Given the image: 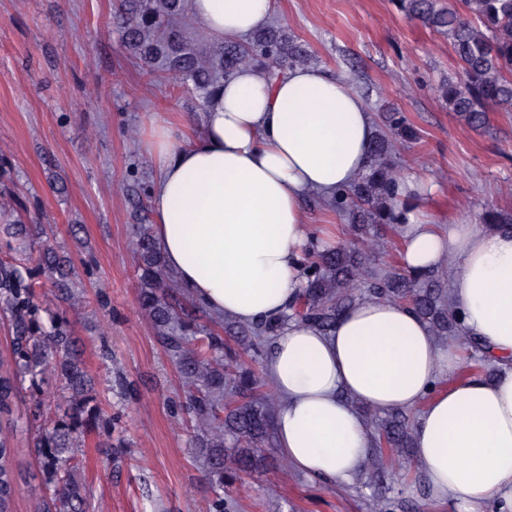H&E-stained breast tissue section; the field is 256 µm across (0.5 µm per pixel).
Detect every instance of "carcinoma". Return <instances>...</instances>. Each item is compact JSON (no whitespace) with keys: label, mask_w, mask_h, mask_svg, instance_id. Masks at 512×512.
Masks as SVG:
<instances>
[{"label":"carcinoma","mask_w":512,"mask_h":512,"mask_svg":"<svg viewBox=\"0 0 512 512\" xmlns=\"http://www.w3.org/2000/svg\"><path fill=\"white\" fill-rule=\"evenodd\" d=\"M186 5L187 0H115L112 10V25L125 48L150 66V75L155 74L152 66L161 65L174 91L194 93L205 103L219 79L242 66L262 65L269 76L279 77L310 62L306 48L275 25L256 32L246 44L192 47L184 36ZM396 5L407 19L448 39L457 71L435 87L448 111L474 129L487 127L491 112H512V0H396ZM381 123L368 169L332 199L336 211L348 216L353 241L313 250L305 260L306 282L298 301L276 319L250 325L226 319L222 332L211 329L209 313L191 302L168 273L147 216L136 215L138 303L188 385L184 408L197 431L196 447L202 450L207 475L221 490L213 512H233L235 482L267 463L276 394L261 390L264 383L245 358L262 363L288 322L327 334L353 303L383 299L406 304L436 336H456L477 355L486 349L461 335L459 315L447 300V278L439 271L411 274L396 269L383 277H367L368 265L392 247L389 232L399 226L395 208L401 176L392 154L398 141L414 136L395 108L383 111ZM11 183L10 169L0 159V197L13 200L0 209V237L7 248L0 257V312L9 317L13 330L11 358L0 360V512H14L18 449L12 437L20 429L35 430L41 473L40 484L31 489L36 512H85L87 489L74 460L80 438L100 425L101 412L94 378L68 315L77 271L69 256L48 243L46 225L25 220L26 208ZM42 288L51 289L56 300V311L46 321ZM48 367L68 400L46 413L38 394ZM24 388L33 408L21 417L15 407ZM360 411L375 447L372 464L364 469L375 512H399L404 500L395 492L397 469L409 465L415 486L423 483L412 454L415 417L405 410L388 411L382 418L367 407Z\"/></svg>","instance_id":"obj_1"}]
</instances>
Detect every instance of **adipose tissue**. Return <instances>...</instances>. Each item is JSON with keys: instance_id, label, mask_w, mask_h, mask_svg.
Returning <instances> with one entry per match:
<instances>
[{"instance_id": "1", "label": "adipose tissue", "mask_w": 512, "mask_h": 512, "mask_svg": "<svg viewBox=\"0 0 512 512\" xmlns=\"http://www.w3.org/2000/svg\"><path fill=\"white\" fill-rule=\"evenodd\" d=\"M276 0H192L193 24L237 41L269 24ZM154 122L146 147L153 231L166 265L215 316L252 324L289 312L304 285L314 228L304 200L330 198L371 159L375 128L342 79L299 67L268 80L239 69L201 114ZM402 266L454 263L450 299L464 335L489 345L484 373H464L462 346L439 344L408 307L363 300L331 334L289 322L265 372L279 397L275 440L301 474L352 483L371 452L360 415L416 412L413 453L431 498L467 512H512V230L407 212Z\"/></svg>"}]
</instances>
